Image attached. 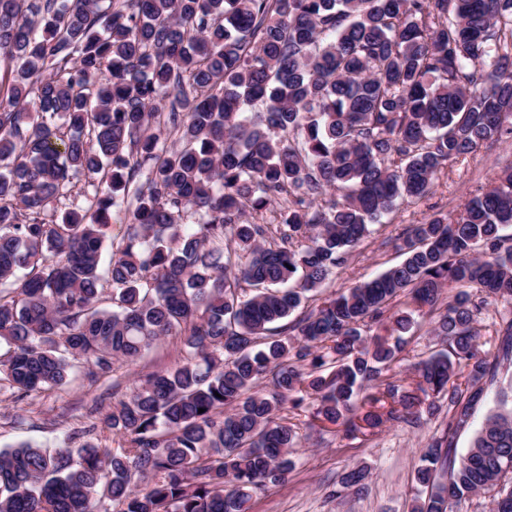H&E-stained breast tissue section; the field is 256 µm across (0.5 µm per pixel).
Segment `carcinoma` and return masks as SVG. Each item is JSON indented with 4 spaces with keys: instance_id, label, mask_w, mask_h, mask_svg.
<instances>
[{
    "instance_id": "1",
    "label": "carcinoma",
    "mask_w": 512,
    "mask_h": 512,
    "mask_svg": "<svg viewBox=\"0 0 512 512\" xmlns=\"http://www.w3.org/2000/svg\"><path fill=\"white\" fill-rule=\"evenodd\" d=\"M165 100L170 146L153 127ZM505 135L512 0H0V381L28 396L74 361L108 374L166 336L187 347L106 414L124 446L1 449L0 512H249L294 469L281 410L307 401L353 438L446 402L411 512H459L488 486L487 512H512L511 385L456 453L512 365V320L491 358L475 329L512 298V169L455 218L409 227L399 264L321 291L397 201ZM276 199L271 248L245 216ZM445 288L447 348L407 390L385 376L412 324L394 302L432 313ZM496 390L497 384L489 387L486 399L476 408L471 427L458 436L456 444L458 455H464L467 452L474 432L480 428L488 410L494 406Z\"/></svg>"
}]
</instances>
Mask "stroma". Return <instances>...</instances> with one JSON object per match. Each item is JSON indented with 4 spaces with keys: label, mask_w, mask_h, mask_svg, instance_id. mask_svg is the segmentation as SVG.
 Listing matches in <instances>:
<instances>
[{
    "label": "stroma",
    "mask_w": 512,
    "mask_h": 512,
    "mask_svg": "<svg viewBox=\"0 0 512 512\" xmlns=\"http://www.w3.org/2000/svg\"><path fill=\"white\" fill-rule=\"evenodd\" d=\"M510 165L512 137L483 144L447 163L425 197L398 205L372 226L346 265L327 280L325 293L346 291L400 263L407 228L436 214L455 216L466 200L486 189ZM395 309L411 314L414 320L412 331L405 336L404 350L390 372L392 379L406 385L416 377V364L445 349L446 344L433 333L429 315L403 300ZM184 356L183 337L172 335L135 363L116 362L104 376L80 365L72 370L65 385L54 390L21 397L1 388L0 448L24 441L47 448L71 447L86 434L102 446L117 447L119 438L105 425V414L128 396L145 374L173 370ZM311 413L308 406L283 409V416L295 424L299 436L295 467L286 483L268 485L254 494L249 512H410L421 450L446 427L447 407L423 415L417 424L385 423L365 443L345 436L342 429L311 425ZM354 467L369 472L367 487L359 494L341 485L343 474Z\"/></svg>",
    "instance_id": "35a3bbf8"
}]
</instances>
